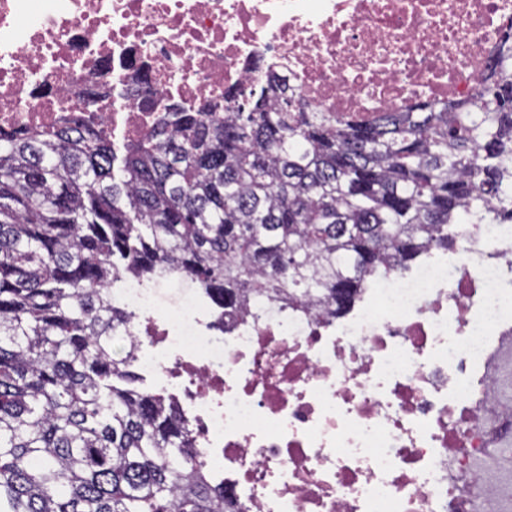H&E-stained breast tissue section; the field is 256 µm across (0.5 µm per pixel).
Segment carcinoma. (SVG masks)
<instances>
[{"instance_id":"obj_1","label":"carcinoma","mask_w":512,"mask_h":512,"mask_svg":"<svg viewBox=\"0 0 512 512\" xmlns=\"http://www.w3.org/2000/svg\"><path fill=\"white\" fill-rule=\"evenodd\" d=\"M168 114L121 157L79 126L0 134V512H237L113 351L133 336L112 277L169 269L227 314L262 296L335 317L462 225L512 223V52L475 111L346 120L270 72L256 99Z\"/></svg>"}]
</instances>
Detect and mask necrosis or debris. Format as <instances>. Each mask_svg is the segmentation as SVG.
<instances>
[{
    "mask_svg": "<svg viewBox=\"0 0 512 512\" xmlns=\"http://www.w3.org/2000/svg\"><path fill=\"white\" fill-rule=\"evenodd\" d=\"M512 0H0V132L131 142L274 70L311 110L474 102ZM137 364L178 402L243 512H512V223L368 279L343 316L264 297L236 317L194 281L126 274Z\"/></svg>",
    "mask_w": 512,
    "mask_h": 512,
    "instance_id": "obj_1",
    "label": "necrosis or debris"
}]
</instances>
